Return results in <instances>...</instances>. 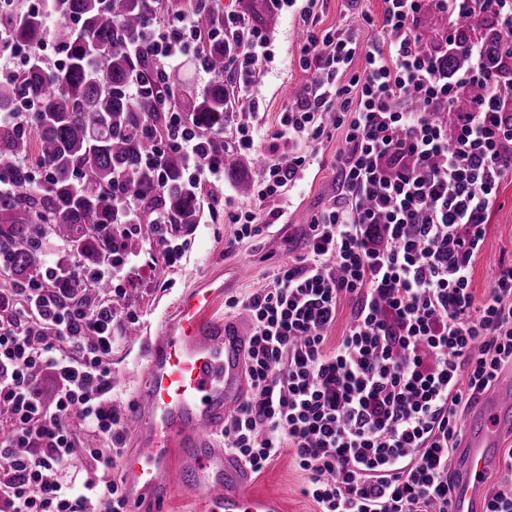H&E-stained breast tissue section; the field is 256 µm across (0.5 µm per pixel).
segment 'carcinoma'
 Wrapping results in <instances>:
<instances>
[{
    "mask_svg": "<svg viewBox=\"0 0 512 512\" xmlns=\"http://www.w3.org/2000/svg\"><path fill=\"white\" fill-rule=\"evenodd\" d=\"M244 12L268 28L278 23L263 0H246ZM55 18L64 20L54 37L66 63L52 67L38 53L47 27L27 17L8 25V40L28 45L32 61L0 79V264L8 271L0 290L8 292L48 272L52 287L100 292L101 274L120 258L108 242L120 238L123 252L139 254L164 231L188 232L198 223L201 197L184 183L183 155L168 150L157 160L163 179L146 166L158 141L176 135L174 112L183 114L188 133L204 153L224 152L231 170L235 156L225 152L224 128L231 120L224 103L231 82L224 76V41H206L194 63L205 67L210 82L189 89L183 70L163 68L155 52L129 49L138 33L163 22V12H191L201 25L224 27V15L209 0H165L163 8L147 0H53ZM137 79L142 95L127 96ZM45 179L33 185L27 165L32 147ZM138 200L125 210V199ZM166 214L170 224L155 218ZM133 224L123 235V225Z\"/></svg>",
    "mask_w": 512,
    "mask_h": 512,
    "instance_id": "1",
    "label": "carcinoma"
}]
</instances>
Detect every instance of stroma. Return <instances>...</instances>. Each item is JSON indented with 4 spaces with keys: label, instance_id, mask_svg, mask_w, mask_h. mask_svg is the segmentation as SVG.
Wrapping results in <instances>:
<instances>
[{
    "label": "stroma",
    "instance_id": "1",
    "mask_svg": "<svg viewBox=\"0 0 512 512\" xmlns=\"http://www.w3.org/2000/svg\"><path fill=\"white\" fill-rule=\"evenodd\" d=\"M382 5V0H356L351 6L346 0H320L318 13L322 27L357 28L363 14L379 15ZM305 38L306 33L296 14L280 18L275 29V58L255 86L263 102L259 125L275 128L288 101L289 89L307 85L310 76L298 64L299 47ZM341 146L342 140L337 136L319 145L324 165L314 168L303 184L292 189L293 206L287 217L270 226L258 239L236 246L231 243L234 227L225 223L224 212L246 204L247 199L238 194L234 181L230 180L226 183V197L214 203L204 202L199 224L179 235L178 240L185 250L181 266H168L161 247L155 246L142 253L141 259L147 267L134 283L141 297L135 329L121 336L112 350L113 405L124 409L134 403L143 381L146 345L183 290L205 277L223 273L226 268L246 265L249 275L231 285L213 310L215 317L240 319L244 316L243 311L229 308L227 299H241L263 287L276 267L305 251L306 224L336 194L337 174L332 161ZM510 262L512 180L508 179L500 186L485 242L474 265L472 286L476 295L481 297L487 293L494 268ZM306 481V473L298 468L291 456L285 455L254 476L253 488L256 492L281 498L283 512H315L314 502L302 493Z\"/></svg>",
    "mask_w": 512,
    "mask_h": 512
}]
</instances>
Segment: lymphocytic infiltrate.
Masks as SVG:
<instances>
[{
  "label": "lymphocytic infiltrate",
  "instance_id": "f902f5d3",
  "mask_svg": "<svg viewBox=\"0 0 512 512\" xmlns=\"http://www.w3.org/2000/svg\"><path fill=\"white\" fill-rule=\"evenodd\" d=\"M362 29H323L318 0H269L298 8L306 31L300 68L310 81L275 129L241 123L227 148L268 141L313 145L344 134L338 193L311 219L303 255L278 266L245 299L252 334L245 363L252 391L224 424V445L260 473L291 455L316 512H448L458 415L512 366V264L476 298L473 264L501 183L512 178V0H382ZM440 19L425 37L418 19ZM470 19L467 34L458 23ZM198 29L191 14L138 35L166 69L179 68ZM502 54L486 56V34ZM274 37L243 14L224 13L231 109L256 113L251 88ZM467 63L449 70L448 53ZM363 57V70L351 67ZM478 95L469 111L457 102ZM186 160L188 188L224 179V158L195 136L166 139ZM317 153L269 156L249 207L225 211L234 243L261 236L287 213L285 197ZM143 263L123 256L106 271L113 293L70 292L32 279L0 303V512H126L112 467L126 426L112 404V296ZM352 308L336 348L327 345L342 301ZM105 440L85 447L83 436ZM85 458L79 486L61 479Z\"/></svg>",
  "mask_w": 512,
  "mask_h": 512
}]
</instances>
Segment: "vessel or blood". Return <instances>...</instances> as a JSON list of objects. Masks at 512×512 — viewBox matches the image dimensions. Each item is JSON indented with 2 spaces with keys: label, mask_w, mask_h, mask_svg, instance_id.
<instances>
[{
  "label": "vessel or blood",
  "mask_w": 512,
  "mask_h": 512,
  "mask_svg": "<svg viewBox=\"0 0 512 512\" xmlns=\"http://www.w3.org/2000/svg\"><path fill=\"white\" fill-rule=\"evenodd\" d=\"M224 288L212 277L184 291L150 342L144 383L127 411L136 446L121 459L131 512H156L176 486L194 512H282L277 498L252 490L242 461L214 445V434L249 392L247 332L209 316ZM463 424L452 512H475L501 437L512 432V384L483 398ZM174 463L179 471L171 484L166 474Z\"/></svg>",
  "instance_id": "b4317fda"
}]
</instances>
